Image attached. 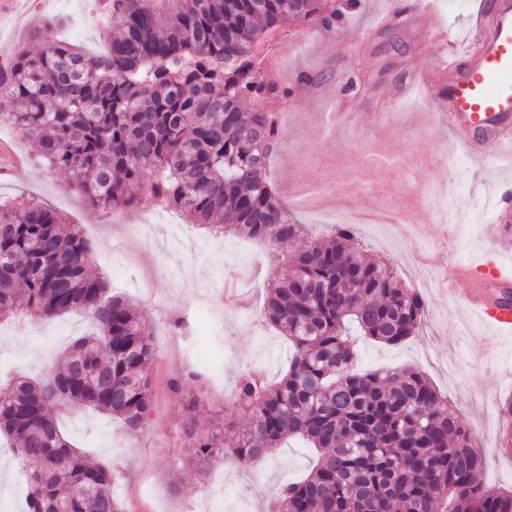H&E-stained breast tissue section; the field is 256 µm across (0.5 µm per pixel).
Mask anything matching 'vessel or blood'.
I'll return each instance as SVG.
<instances>
[{
	"instance_id": "vessel-or-blood-1",
	"label": "vessel or blood",
	"mask_w": 512,
	"mask_h": 512,
	"mask_svg": "<svg viewBox=\"0 0 512 512\" xmlns=\"http://www.w3.org/2000/svg\"><path fill=\"white\" fill-rule=\"evenodd\" d=\"M434 94L456 144L472 157L487 161L512 146V0H490L469 45L437 76ZM448 279L468 282L467 307L492 330H512V306L494 298L496 290L512 286V276L489 280L453 267Z\"/></svg>"
}]
</instances>
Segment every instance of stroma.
<instances>
[{"label": "stroma", "instance_id": "stroma-1", "mask_svg": "<svg viewBox=\"0 0 512 512\" xmlns=\"http://www.w3.org/2000/svg\"><path fill=\"white\" fill-rule=\"evenodd\" d=\"M486 2L359 0L349 9L344 0H332L343 11L342 23L327 28L313 17L289 23L266 44L259 71L291 89L288 98L268 95L262 103L284 130L273 177L293 218L312 235L331 233L325 216L297 200L302 185L328 182L346 189L344 202L357 212L366 204L404 203L402 218L416 230L403 238L385 224L354 227L363 250L385 260L426 301L417 336L399 345L360 338L357 368L422 371L475 438L485 482L512 490V456L499 449L508 426L499 406L512 399V332L491 335L466 309V283L451 287L445 280L451 266L473 268L481 277L512 273V205L497 201L500 187L512 185V168L474 160L462 148L455 168L434 162L437 150L453 141L426 84L465 48ZM101 9L102 0H30L20 29L0 28V62L21 49H44L43 27L55 19L63 22L58 38L90 52L104 50L114 33L102 27ZM379 15L394 16L393 39L374 25ZM438 27L447 29L446 41L431 39ZM0 142L25 161L0 173V201L35 198L78 227L93 242L111 294L143 311L152 338L154 400L145 426L128 432L110 416L75 406L62 419L65 433L90 463L111 468L124 512H265L284 485L311 468L315 454L303 441L285 440L243 466L216 462L203 474H177L170 463L190 452L178 433L188 401L199 400L205 415L236 420L239 373L255 367L274 379L286 370L288 340L262 320L273 261L284 258L285 249L209 236L187 216L159 209L145 193L134 207L106 214L44 161L37 141L3 126ZM451 179L460 187L457 210L467 215L464 224L439 223L415 196L420 185ZM229 277L248 289L247 310L226 304ZM87 328L75 314L24 333L1 321L0 368L20 365L39 376L45 351L64 349ZM198 365L207 371L203 386L186 376ZM15 468L11 448L0 447V512H24Z\"/></svg>", "mask_w": 512, "mask_h": 512}]
</instances>
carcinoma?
I'll list each match as a JSON object with an SVG mask.
<instances>
[{
    "label": "carcinoma",
    "instance_id": "carcinoma-1",
    "mask_svg": "<svg viewBox=\"0 0 512 512\" xmlns=\"http://www.w3.org/2000/svg\"><path fill=\"white\" fill-rule=\"evenodd\" d=\"M313 16L330 26L343 14L323 0H105L101 25L119 34L104 51L51 40L0 67V93L15 103L0 125L37 140L95 209L119 213L144 189L216 236L277 247L303 225L288 218L270 174L284 132L252 102L290 88L261 78L255 48ZM64 223L35 200L0 203V321L27 327L82 312L94 323L41 378H0V434L26 472V512H123L112 469L90 465L58 418L78 405L140 429L154 349L143 311L108 295L92 244ZM269 288L265 319L293 346L287 371L240 377L234 404L252 420L242 430L211 424L191 401L180 434L192 453L174 471L255 460L300 437L316 463L267 512H512V491L484 483L475 439L422 372L355 369L351 327L400 344L419 332L426 304L364 255L350 228L310 238Z\"/></svg>",
    "mask_w": 512,
    "mask_h": 512
}]
</instances>
